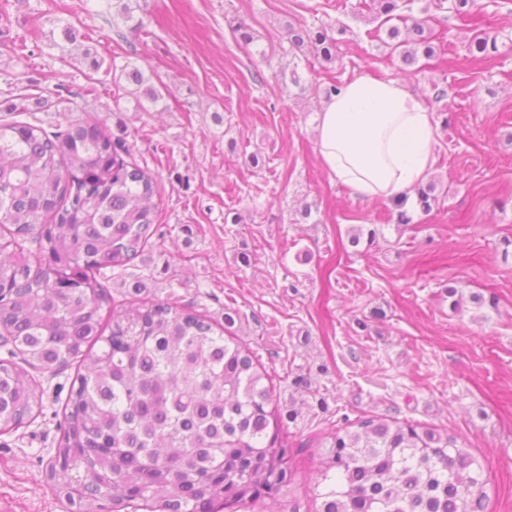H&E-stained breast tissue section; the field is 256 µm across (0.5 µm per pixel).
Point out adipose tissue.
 Here are the masks:
<instances>
[{"mask_svg": "<svg viewBox=\"0 0 512 512\" xmlns=\"http://www.w3.org/2000/svg\"><path fill=\"white\" fill-rule=\"evenodd\" d=\"M320 161L353 199L409 194L433 163L434 114L402 82H344L318 114Z\"/></svg>", "mask_w": 512, "mask_h": 512, "instance_id": "1", "label": "adipose tissue"}]
</instances>
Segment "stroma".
Here are the masks:
<instances>
[{
  "instance_id": "35a3bbf8",
  "label": "stroma",
  "mask_w": 512,
  "mask_h": 512,
  "mask_svg": "<svg viewBox=\"0 0 512 512\" xmlns=\"http://www.w3.org/2000/svg\"><path fill=\"white\" fill-rule=\"evenodd\" d=\"M496 3L474 0L461 16L411 0L435 48L412 65L390 54L360 0H134L137 34L119 0L0 9V119L22 99L46 127L100 117L157 176V231L141 257L106 270L113 298L140 280L149 298L218 322L234 309L236 336L273 378L301 452L277 501L247 512H315L316 438L367 413L456 433L484 463L485 512H512V14ZM291 24L330 27L335 60L293 49ZM483 29L499 51L474 61L466 45ZM293 67L301 86L281 80ZM134 68L145 86L127 79ZM356 77L403 82L438 122L436 202L409 207L410 223L388 203L354 200L320 162L322 89ZM149 85L166 87L163 100L151 102ZM356 227L376 230L375 242L351 245ZM75 376H41L39 418L0 434V512H71L43 476Z\"/></svg>"
}]
</instances>
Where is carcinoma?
<instances>
[{
	"instance_id": "obj_1",
	"label": "carcinoma",
	"mask_w": 512,
	"mask_h": 512,
	"mask_svg": "<svg viewBox=\"0 0 512 512\" xmlns=\"http://www.w3.org/2000/svg\"><path fill=\"white\" fill-rule=\"evenodd\" d=\"M412 62L434 54L428 20L401 0H373ZM406 37H401V31ZM292 47L326 62L336 39L288 27ZM498 52L497 36L467 44ZM105 121L71 118L53 131L0 123V433L42 410L38 375L77 365L46 480L78 512L140 504L152 512H224L275 499L294 453L273 408L270 377L231 327L193 307L144 296L140 282L117 305L104 270L140 257L155 234L158 181L127 159ZM316 512H481L483 469L453 434L364 415L324 437Z\"/></svg>"
}]
</instances>
